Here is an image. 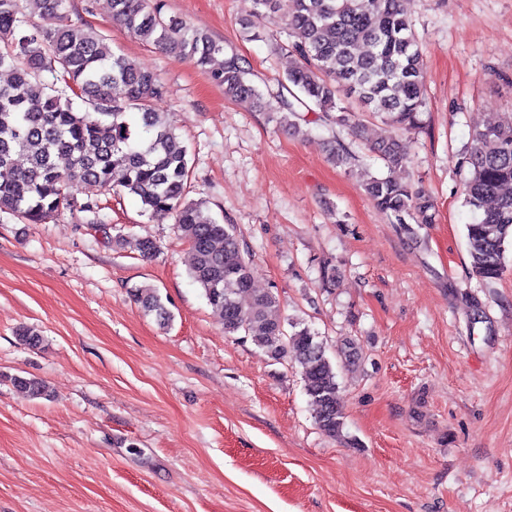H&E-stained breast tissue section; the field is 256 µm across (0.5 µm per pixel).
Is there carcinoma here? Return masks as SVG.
<instances>
[{
    "instance_id": "cac0c4a2",
    "label": "carcinoma",
    "mask_w": 512,
    "mask_h": 512,
    "mask_svg": "<svg viewBox=\"0 0 512 512\" xmlns=\"http://www.w3.org/2000/svg\"><path fill=\"white\" fill-rule=\"evenodd\" d=\"M22 0H0V69L12 73L0 84V213L44 224L63 210L101 224L98 195L112 187L121 168V190L151 219L174 218L192 247L190 278L224 324V335H244L274 359L301 367L316 424L328 437L343 435L344 413L336 369L323 341L309 326L293 322L287 334L279 299L253 288L252 260L232 224H219L206 207L187 199L188 150L165 112L156 111L167 88L152 71L112 49L91 27L65 23L68 0H40L45 25L29 26ZM113 21L141 42L209 68L224 96L241 105L265 104L270 120L295 129L300 112L315 106L329 126L359 132L356 110L369 112L396 134L369 146L390 169L405 168L402 134L421 128L425 63L402 0H255L253 18L242 23L244 39L265 41L288 59L277 87L260 88L250 67L224 43L166 14L165 0H111ZM285 20L288 43L265 31L263 20ZM224 56L217 69L214 58ZM51 75V79L44 75ZM23 155L27 166L16 157ZM467 171L464 206L478 215L466 225L472 272L492 283L512 246V117L475 131L458 158ZM84 188V198L71 192ZM364 189L393 223L433 224L430 196L390 176L368 175ZM145 315L165 327L170 312L157 288L131 289ZM16 335L38 347L43 338L30 326ZM12 383L32 399H47L46 384L16 376Z\"/></svg>"
}]
</instances>
